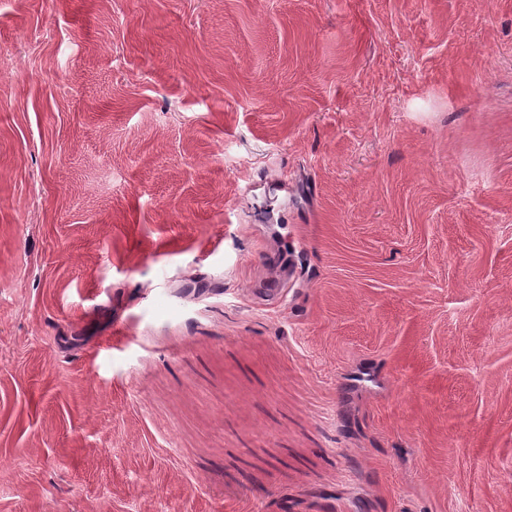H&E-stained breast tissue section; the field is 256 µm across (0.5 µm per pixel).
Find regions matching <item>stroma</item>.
<instances>
[{
    "mask_svg": "<svg viewBox=\"0 0 512 512\" xmlns=\"http://www.w3.org/2000/svg\"><path fill=\"white\" fill-rule=\"evenodd\" d=\"M0 512H512V0H0Z\"/></svg>",
    "mask_w": 512,
    "mask_h": 512,
    "instance_id": "1",
    "label": "stroma"
}]
</instances>
